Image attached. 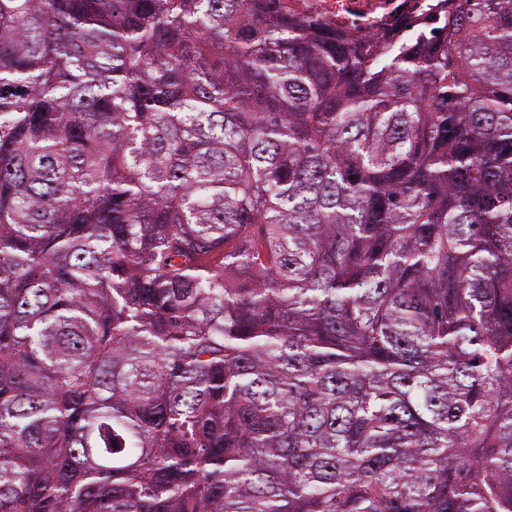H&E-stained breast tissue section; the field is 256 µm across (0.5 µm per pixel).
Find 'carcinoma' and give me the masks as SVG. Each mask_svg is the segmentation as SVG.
<instances>
[{"mask_svg":"<svg viewBox=\"0 0 512 512\" xmlns=\"http://www.w3.org/2000/svg\"><path fill=\"white\" fill-rule=\"evenodd\" d=\"M0 0V512H512V0ZM299 12L356 42L386 33L441 38L451 0H291ZM439 31V34H436Z\"/></svg>","mask_w":512,"mask_h":512,"instance_id":"1","label":"carcinoma"}]
</instances>
